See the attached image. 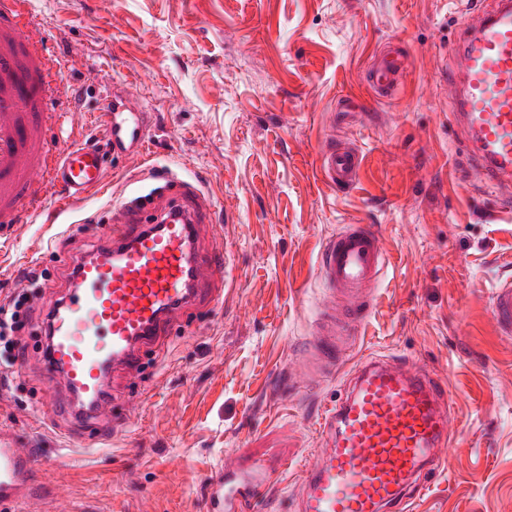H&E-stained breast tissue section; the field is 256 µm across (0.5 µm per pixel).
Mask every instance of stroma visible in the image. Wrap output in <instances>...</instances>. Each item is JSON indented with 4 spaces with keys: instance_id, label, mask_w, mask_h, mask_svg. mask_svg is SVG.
<instances>
[{
    "instance_id": "stroma-1",
    "label": "stroma",
    "mask_w": 512,
    "mask_h": 512,
    "mask_svg": "<svg viewBox=\"0 0 512 512\" xmlns=\"http://www.w3.org/2000/svg\"><path fill=\"white\" fill-rule=\"evenodd\" d=\"M476 0H28L45 44L65 55V83H83L84 111L134 87L147 114L143 162L112 154L94 127L76 138L106 157L108 193L64 230L48 208L0 233V302L24 273L48 269L33 298L41 320L68 286L65 263L109 230L108 205L168 170L213 202L198 245L224 246L217 302L168 328L159 354L111 375L127 427L100 445L69 446L61 382L45 383L37 346L0 387V429L45 460L49 497L95 512H207L206 484L224 464L269 463L279 481L263 512H293L295 475L322 446L320 412L367 356L429 370L452 405L450 446L413 512H512V337L490 295L512 276V213L468 168L448 122V39ZM401 46L397 92L366 81L381 50ZM82 53L72 58L68 49ZM349 96L362 109L336 110ZM362 157L357 184L319 170L328 141ZM342 224L376 228L388 262L366 324L344 361L313 376L307 343L326 295L315 276L324 240Z\"/></svg>"
}]
</instances>
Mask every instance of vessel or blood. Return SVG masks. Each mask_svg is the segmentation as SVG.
<instances>
[{
  "instance_id": "obj_1",
  "label": "vessel or blood",
  "mask_w": 512,
  "mask_h": 512,
  "mask_svg": "<svg viewBox=\"0 0 512 512\" xmlns=\"http://www.w3.org/2000/svg\"><path fill=\"white\" fill-rule=\"evenodd\" d=\"M25 0H0V230L39 216L48 189L63 192L67 212L105 189V159L95 149L55 138L75 124H99L125 157L144 158L149 139L144 113L127 111L132 91L102 101L94 112H58L69 96L39 28L14 22ZM474 22L459 25L450 51L456 70L449 85L451 117L474 176L490 185L512 183V0H490ZM401 55L379 57L367 81L374 92H396ZM358 152L329 143L321 169L334 184L358 179ZM212 204L201 187L175 186L173 176L145 195L112 203L106 242L71 263L70 286L46 322L43 360L48 380L64 378L69 413L89 435L118 427L106 381L114 368L136 370L142 355L162 343L165 325L183 320L201 289L223 279L222 248L202 252L199 225ZM387 264L378 233L348 224L324 244L316 273L342 317L329 314L309 346L318 362L333 364L336 339L366 317ZM490 309L502 335H512V280L499 283ZM448 394L423 369L400 358H368L354 366L334 406L321 417L323 449L298 475L295 512H411L448 445ZM43 461L31 448L0 437V504L18 512H72L50 502L39 478ZM274 471L261 462L225 466L207 486L209 512H256Z\"/></svg>"
}]
</instances>
